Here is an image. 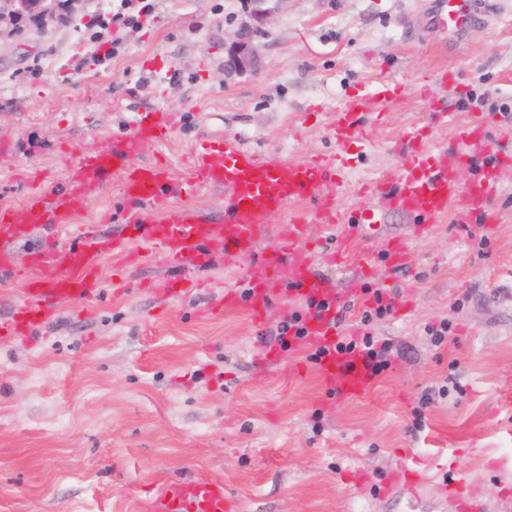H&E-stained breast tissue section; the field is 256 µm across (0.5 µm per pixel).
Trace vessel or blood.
<instances>
[{
    "instance_id": "1",
    "label": "vessel or blood",
    "mask_w": 512,
    "mask_h": 512,
    "mask_svg": "<svg viewBox=\"0 0 512 512\" xmlns=\"http://www.w3.org/2000/svg\"><path fill=\"white\" fill-rule=\"evenodd\" d=\"M493 18L477 0H430L426 33L448 49L457 46L472 25ZM396 85V80H383L366 94L339 100L329 128L335 152L303 163L289 162L276 152H258L241 135L228 134L199 140L185 157L182 171H174L167 163L147 159L181 123L179 114L161 109L135 113L128 130L106 146L62 157L65 191L56 194L36 184L22 209L0 208V281H21L24 292L15 313L0 318V342L29 339L62 301L95 314L103 300L102 259H111L122 274L116 291H129V277L142 264L135 245L142 242L170 271L166 279L150 284L148 293L168 300L195 292L204 299L198 318L242 315L255 327L265 328L287 321L288 296L309 304L302 333L262 341L257 361L268 365L287 351L293 356L288 378H301L311 370L327 393L366 395L373 382L371 368L361 353L337 351L336 318L349 303L361 309L374 305L375 295L354 280L348 282L346 293H339L323 265L363 273L384 256L395 271H404L409 266L408 246L393 238L374 248L363 246L367 229L394 212L413 217L417 236L448 219L456 224L494 222L493 194L504 178L512 177V154L493 151L485 120L458 130L457 144L449 148L430 147L422 134L412 132L397 145L399 162L363 184L357 209L342 213L347 150L358 140H370L374 129L385 123L392 103L389 93ZM474 164L480 165V172L468 186H461L462 169ZM114 178L125 199L136 206L123 234L108 238L89 227L74 228L75 215ZM215 189L224 192V219L218 223L203 222L195 209L171 203L181 194L193 197ZM298 202L308 203V212L281 223L288 205ZM315 224L333 231L335 239L333 248L319 256L308 247ZM35 233L47 245L35 251L27 265H19L15 248ZM271 237L279 245L269 252L263 243ZM219 255L244 267L245 289L217 294L210 280L200 278V270ZM237 508L219 477H162L141 504L142 512Z\"/></svg>"
}]
</instances>
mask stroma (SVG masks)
<instances>
[{
  "label": "stroma",
  "instance_id": "35a3bbf8",
  "mask_svg": "<svg viewBox=\"0 0 512 512\" xmlns=\"http://www.w3.org/2000/svg\"><path fill=\"white\" fill-rule=\"evenodd\" d=\"M152 3L133 31L99 33L119 0H82L60 23H28L0 43V135L52 191L65 187L62 154L106 144L136 109L182 116L153 153L161 161L199 136L237 132L305 162L333 150L325 127L337 99L381 75L407 92L372 142L349 148L350 185L396 163L413 128L449 145L482 115L493 141L512 138L501 121L512 116V0H489L496 21L448 51L417 37L421 0H283L252 34L258 68L231 76L246 0ZM417 85L446 103L449 123L430 125ZM492 207L495 223L448 221L419 237L412 217L386 216L381 231L405 240L411 268L381 260L363 280L402 292L403 308L367 324L357 308L345 317L393 349L362 399L260 367L262 329L198 319L195 295H113L102 262L94 315L63 302L32 339L0 343V512H139L161 474L223 478L238 512H457L448 486L462 476L480 490L477 512H512V183ZM129 209L111 182L76 222L117 234ZM444 319L437 347L429 330Z\"/></svg>",
  "mask_w": 512,
  "mask_h": 512
}]
</instances>
